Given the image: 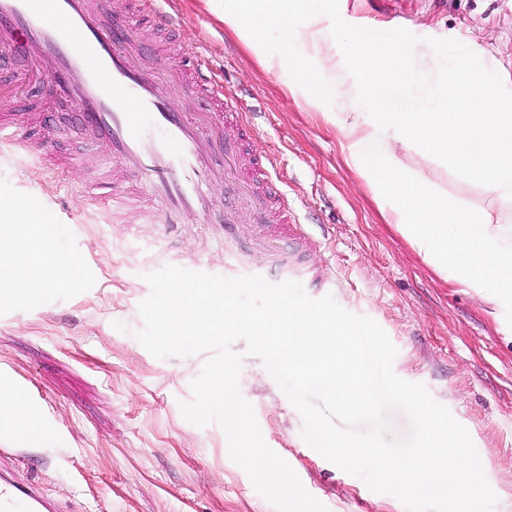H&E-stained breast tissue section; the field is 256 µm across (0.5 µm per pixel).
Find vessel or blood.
<instances>
[{
    "label": "vessel or blood",
    "instance_id": "1",
    "mask_svg": "<svg viewBox=\"0 0 512 512\" xmlns=\"http://www.w3.org/2000/svg\"><path fill=\"white\" fill-rule=\"evenodd\" d=\"M141 8L146 26L138 30L124 14L104 16L99 0H0V64L23 53L44 77L48 99L76 111L88 147L111 173L113 215L133 211L124 185L135 181L155 206L149 223L174 229L183 214H192L223 243L225 276L237 277L240 226L233 213L217 216L210 193L213 181L233 176L248 191L251 210L264 216L257 227L268 259L261 276L336 287L331 265L312 267L304 260L324 242L300 223L295 204L277 185L278 158L245 152L252 121L238 110L232 87L202 75L207 61L195 55L196 93L208 109L184 112L173 105L182 77L174 58L142 64L141 36L175 34L180 17L171 0H142ZM28 122L23 114L0 120V143L22 144ZM0 512L64 509L45 499L37 483H18L0 465Z\"/></svg>",
    "mask_w": 512,
    "mask_h": 512
}]
</instances>
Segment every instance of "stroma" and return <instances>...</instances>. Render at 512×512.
Masks as SVG:
<instances>
[{"instance_id": "35a3bbf8", "label": "stroma", "mask_w": 512, "mask_h": 512, "mask_svg": "<svg viewBox=\"0 0 512 512\" xmlns=\"http://www.w3.org/2000/svg\"><path fill=\"white\" fill-rule=\"evenodd\" d=\"M177 9L184 58L205 51L216 79L235 85L241 110L253 115L251 150L278 155L289 195L328 237L329 252H307L306 262L331 261L345 282L334 300L384 329L398 350L395 373L424 384L468 430L491 472L494 512H512V327L504 313L440 274L387 223L336 129L289 96L206 0H177ZM340 14L377 31L403 27L422 39L477 45L482 64L512 90V0H340ZM11 111L49 114L60 155L79 163L62 187L31 152L0 147V197L49 214L50 252L72 262L67 286L0 299V382L24 389L39 417L38 431L23 440L0 425V448L15 454L8 470L19 482L38 477L42 494L67 512H275L231 460L222 428L196 426L181 412L205 354L158 359L133 336L143 326L146 273L189 267L199 255L220 275L223 255L203 225L174 235L134 213L112 217L74 112L47 101L39 75L23 90L0 77V113ZM419 165L459 204L497 208L512 224V204L435 160ZM117 320L125 331L114 328ZM235 348L244 354L239 389L264 442L328 512H405L396 497L371 491L309 447L301 416L261 360L245 354L244 342Z\"/></svg>"}]
</instances>
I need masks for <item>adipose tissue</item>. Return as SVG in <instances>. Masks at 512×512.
I'll return each mask as SVG.
<instances>
[{"label": "adipose tissue", "instance_id": "1", "mask_svg": "<svg viewBox=\"0 0 512 512\" xmlns=\"http://www.w3.org/2000/svg\"><path fill=\"white\" fill-rule=\"evenodd\" d=\"M38 221L26 204L0 202V288L19 296L67 280L64 262L52 259L41 235L32 233Z\"/></svg>", "mask_w": 512, "mask_h": 512}]
</instances>
